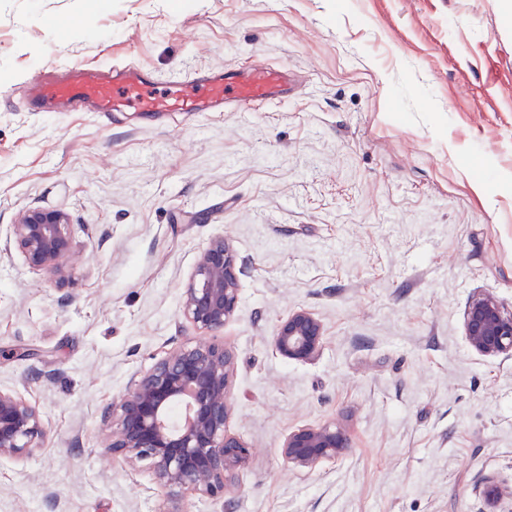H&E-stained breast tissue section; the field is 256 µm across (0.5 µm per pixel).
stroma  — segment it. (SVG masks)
I'll list each match as a JSON object with an SVG mask.
<instances>
[{
    "instance_id": "1",
    "label": "stroma",
    "mask_w": 512,
    "mask_h": 512,
    "mask_svg": "<svg viewBox=\"0 0 512 512\" xmlns=\"http://www.w3.org/2000/svg\"><path fill=\"white\" fill-rule=\"evenodd\" d=\"M132 64L168 81L259 66L288 97L162 120L33 112V71ZM29 208L68 213L65 285L3 252ZM245 272L212 337L181 314L201 252ZM512 307V25L497 0H0V388L46 440L0 458V512H168L148 462L103 452L102 414L170 350L236 359L230 433L252 448L229 502L182 512H486L512 484V356L471 348L464 311ZM306 309L310 362L273 335ZM352 446L315 470L307 425ZM324 336L322 322L310 311L299 309L278 323L273 346L286 359L307 362L319 355ZM351 446L348 429L333 422L291 431L283 442L281 453L293 467L311 471L324 461L345 455Z\"/></svg>"
}]
</instances>
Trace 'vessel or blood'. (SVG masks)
Masks as SVG:
<instances>
[{
  "instance_id": "obj_1",
  "label": "vessel or blood",
  "mask_w": 512,
  "mask_h": 512,
  "mask_svg": "<svg viewBox=\"0 0 512 512\" xmlns=\"http://www.w3.org/2000/svg\"><path fill=\"white\" fill-rule=\"evenodd\" d=\"M287 94L286 73L271 67L230 74L193 71L161 88L130 65H81L31 76L27 100L35 112L88 106L96 112L133 109L159 118L170 112H225Z\"/></svg>"
}]
</instances>
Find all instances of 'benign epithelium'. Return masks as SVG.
I'll return each mask as SVG.
<instances>
[{"instance_id": "benign-epithelium-1", "label": "benign epithelium", "mask_w": 512, "mask_h": 512, "mask_svg": "<svg viewBox=\"0 0 512 512\" xmlns=\"http://www.w3.org/2000/svg\"><path fill=\"white\" fill-rule=\"evenodd\" d=\"M16 249L37 271L69 280L66 264L74 249L68 214L58 209H28L12 225L5 249ZM244 267L221 237L202 251L181 295V313L216 336L238 310ZM465 336L484 356H512V309L492 296L471 301L464 312ZM325 330L310 311L296 310L282 319L273 335L277 353L289 360L315 359ZM235 357L211 343L179 347L137 374L118 407L117 423L104 449L134 467L147 461L155 482L176 499L186 492L222 497L251 458L241 437L227 431L230 382ZM45 432L35 406L12 390L0 389V457L21 459L42 447ZM352 448L348 429L335 422L303 426L285 438L281 453L293 467L311 471ZM508 490L494 480L483 487L486 512H495Z\"/></svg>"}]
</instances>
